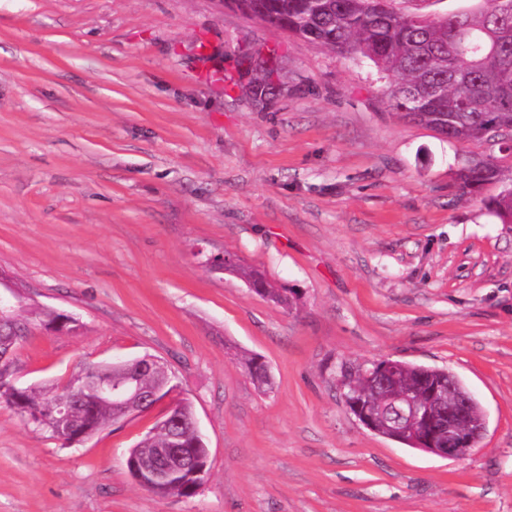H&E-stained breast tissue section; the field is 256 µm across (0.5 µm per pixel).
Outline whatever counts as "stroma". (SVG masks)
Instances as JSON below:
<instances>
[{
	"instance_id": "obj_1",
	"label": "stroma",
	"mask_w": 512,
	"mask_h": 512,
	"mask_svg": "<svg viewBox=\"0 0 512 512\" xmlns=\"http://www.w3.org/2000/svg\"><path fill=\"white\" fill-rule=\"evenodd\" d=\"M385 85L224 0H0V274L77 321L35 322L10 378L160 358L210 451L192 497H160L126 459L163 407L69 446L2 403L0 512H512V224L486 206L499 184L458 183L487 146L409 122ZM224 253L289 304L212 268ZM387 359L475 396L468 457L350 412L342 371Z\"/></svg>"
}]
</instances>
